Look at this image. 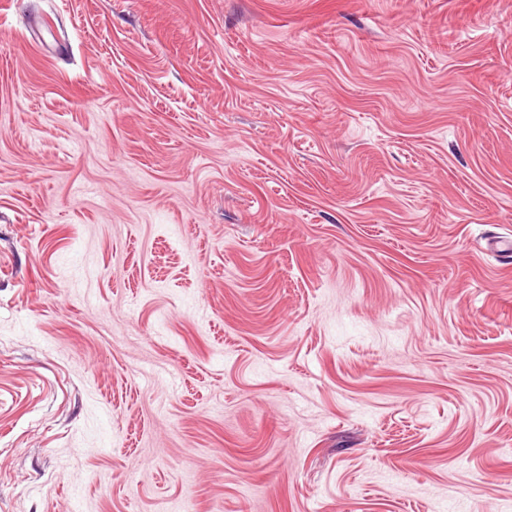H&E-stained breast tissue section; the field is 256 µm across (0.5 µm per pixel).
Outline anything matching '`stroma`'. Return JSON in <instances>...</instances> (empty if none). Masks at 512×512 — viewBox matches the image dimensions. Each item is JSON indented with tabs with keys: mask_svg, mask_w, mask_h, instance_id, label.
Instances as JSON below:
<instances>
[{
	"mask_svg": "<svg viewBox=\"0 0 512 512\" xmlns=\"http://www.w3.org/2000/svg\"><path fill=\"white\" fill-rule=\"evenodd\" d=\"M0 512H512V0H0Z\"/></svg>",
	"mask_w": 512,
	"mask_h": 512,
	"instance_id": "obj_1",
	"label": "stroma"
}]
</instances>
